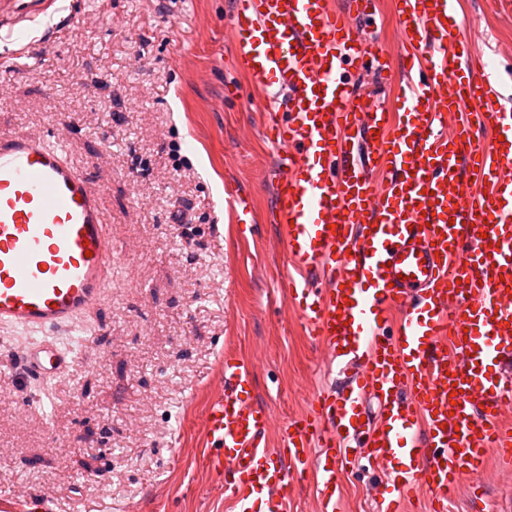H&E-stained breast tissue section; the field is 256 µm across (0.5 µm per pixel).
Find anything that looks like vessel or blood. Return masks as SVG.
Masks as SVG:
<instances>
[{"instance_id": "1", "label": "vessel or blood", "mask_w": 512, "mask_h": 512, "mask_svg": "<svg viewBox=\"0 0 512 512\" xmlns=\"http://www.w3.org/2000/svg\"><path fill=\"white\" fill-rule=\"evenodd\" d=\"M456 13V0H397L409 60L397 69L359 35L358 21L377 19L373 0L343 11L335 0H234L235 65L272 95L273 221L299 268L283 279L284 298L348 379L310 415L277 425L253 399L252 365L225 354L202 426L214 485L235 495L236 512H287L292 472L312 475L319 512H340L336 466L358 435L393 489L378 512H398L418 487L430 512H444L490 449L512 465V431L498 422L512 404V110ZM368 62L396 83L394 108L348 78ZM65 142L0 138L1 326L72 331L106 296L101 191ZM224 210L230 223L253 221L249 195L227 194ZM66 359L56 346L24 352L11 376L31 410ZM273 425L278 448L266 442ZM59 507L25 486L0 499V512Z\"/></svg>"}]
</instances>
